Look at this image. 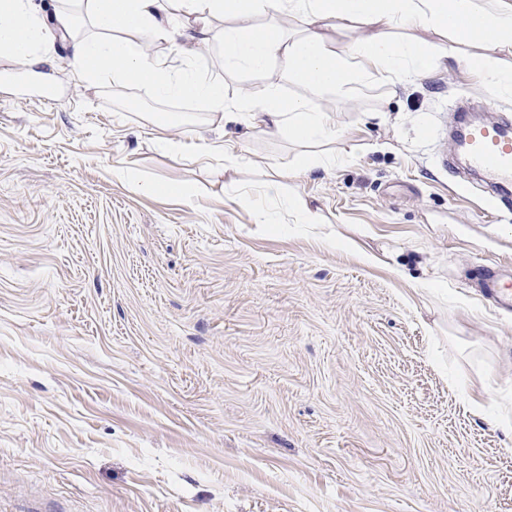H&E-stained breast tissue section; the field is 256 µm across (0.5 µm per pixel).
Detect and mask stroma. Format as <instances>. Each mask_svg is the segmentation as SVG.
Here are the masks:
<instances>
[{"mask_svg":"<svg viewBox=\"0 0 512 512\" xmlns=\"http://www.w3.org/2000/svg\"><path fill=\"white\" fill-rule=\"evenodd\" d=\"M388 34L430 71L317 97L319 144L79 81L61 42L42 78L0 52V512H512V313L474 287L512 280V200L460 196L434 134L461 100L512 114L475 70L512 52ZM196 65L228 99L306 94Z\"/></svg>","mask_w":512,"mask_h":512,"instance_id":"obj_1","label":"stroma"}]
</instances>
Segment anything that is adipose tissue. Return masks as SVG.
I'll return each mask as SVG.
<instances>
[{
    "mask_svg": "<svg viewBox=\"0 0 512 512\" xmlns=\"http://www.w3.org/2000/svg\"><path fill=\"white\" fill-rule=\"evenodd\" d=\"M98 34L81 37L74 16L62 9L51 18L34 0H0V51L38 68L48 47L67 40L68 65L87 82L149 85L163 100H203L222 110L225 122L249 121L253 130L305 142L334 139L330 116L314 104L316 95H347L362 78L402 80L426 72L431 56L423 48L383 36L401 21L424 24L472 41L490 40L512 50V0H77ZM304 16L300 37L275 20ZM348 22L367 31L352 48L337 52L324 35L330 22ZM171 43L170 57H151L145 43ZM219 47L230 73H264L280 60L286 75L307 94L284 98L270 84L261 104L250 94L229 100L222 84L206 79L194 61L201 50Z\"/></svg>",
    "mask_w": 512,
    "mask_h": 512,
    "instance_id": "adipose-tissue-1",
    "label": "adipose tissue"
}]
</instances>
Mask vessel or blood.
I'll use <instances>...</instances> for the list:
<instances>
[{
    "label": "vessel or blood",
    "mask_w": 512,
    "mask_h": 512,
    "mask_svg": "<svg viewBox=\"0 0 512 512\" xmlns=\"http://www.w3.org/2000/svg\"><path fill=\"white\" fill-rule=\"evenodd\" d=\"M467 162L486 190L484 203L495 209L512 198V122L488 120L467 128ZM483 298L498 308L512 309V290L502 287L497 268H486L482 280Z\"/></svg>",
    "instance_id": "vessel-or-blood-1"
}]
</instances>
